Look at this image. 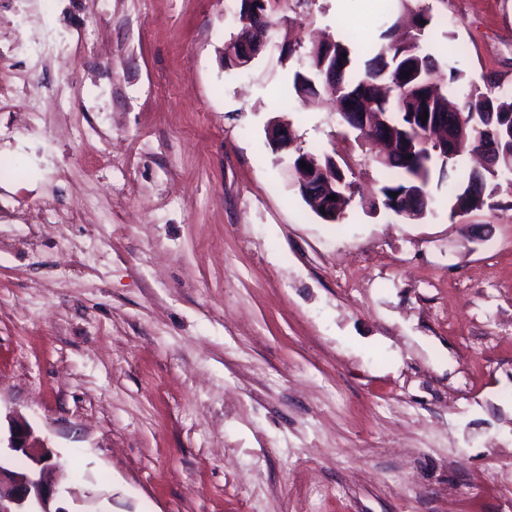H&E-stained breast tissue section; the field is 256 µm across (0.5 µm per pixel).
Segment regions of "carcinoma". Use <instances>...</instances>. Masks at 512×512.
Segmentation results:
<instances>
[{
	"label": "carcinoma",
	"mask_w": 512,
	"mask_h": 512,
	"mask_svg": "<svg viewBox=\"0 0 512 512\" xmlns=\"http://www.w3.org/2000/svg\"><path fill=\"white\" fill-rule=\"evenodd\" d=\"M411 16V27L399 32L400 21L393 22L380 35V43L372 48L373 56L364 69L355 73L356 60L349 43L337 40L314 44L292 77V89L299 96L326 94L336 100L337 112L344 125L357 132V138L368 144L373 130L386 129V138L395 147L375 158L384 173L379 197L361 201L371 213L378 208L401 215L406 202L425 196V213L432 212L434 198L428 190L431 166L439 167L441 177H454L450 196V213L469 214L490 205L499 188L497 179L512 173V89L494 79L481 84L469 82L455 68L442 73L435 52L425 44L432 17L427 8L415 0H399ZM240 16L248 17L241 30L224 46V69L237 65L229 52L239 45L258 44L272 31L275 23L267 12L266 0H240ZM411 72L407 78L403 72ZM463 85L466 91L461 104L448 98ZM455 112L462 124L455 144L445 149L423 138L425 125L419 116L428 114L434 122L441 114ZM492 146L500 155L496 169L471 170L457 174L456 158L473 153L482 146ZM336 199L314 212L326 223L344 218L354 198L351 183L344 171L336 168Z\"/></svg>",
	"instance_id": "obj_1"
}]
</instances>
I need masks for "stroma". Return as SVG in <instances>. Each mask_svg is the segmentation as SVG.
Segmentation results:
<instances>
[{
  "mask_svg": "<svg viewBox=\"0 0 512 512\" xmlns=\"http://www.w3.org/2000/svg\"><path fill=\"white\" fill-rule=\"evenodd\" d=\"M24 2L0 43L43 93L38 133L0 112V415L86 512H512V185L328 224L265 136L288 120L376 193L292 74L323 33L365 60L398 0H268L297 55L233 71L239 0ZM421 4L441 61L512 87V0ZM48 31L72 49L30 57Z\"/></svg>",
  "mask_w": 512,
  "mask_h": 512,
  "instance_id": "obj_1",
  "label": "stroma"
}]
</instances>
